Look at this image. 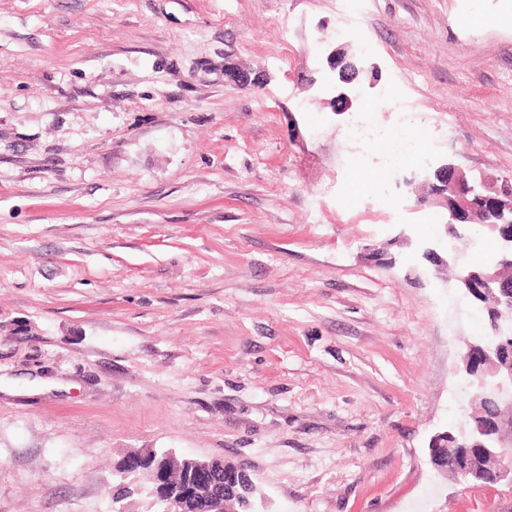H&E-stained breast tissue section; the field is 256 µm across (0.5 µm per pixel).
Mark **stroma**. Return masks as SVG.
Instances as JSON below:
<instances>
[{"instance_id": "35a3bbf8", "label": "stroma", "mask_w": 512, "mask_h": 512, "mask_svg": "<svg viewBox=\"0 0 512 512\" xmlns=\"http://www.w3.org/2000/svg\"><path fill=\"white\" fill-rule=\"evenodd\" d=\"M352 6L340 35L341 0H0V512H112L138 448L232 462L268 512H512L428 462L483 307L418 270L448 214L411 169L366 206L382 147L351 165L326 63L360 49L379 123L510 185L512 0Z\"/></svg>"}]
</instances>
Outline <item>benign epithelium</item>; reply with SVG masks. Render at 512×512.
<instances>
[{
	"label": "benign epithelium",
	"mask_w": 512,
	"mask_h": 512,
	"mask_svg": "<svg viewBox=\"0 0 512 512\" xmlns=\"http://www.w3.org/2000/svg\"><path fill=\"white\" fill-rule=\"evenodd\" d=\"M330 68L337 73L339 90L329 105L332 112L343 115L353 110L359 97L352 81L343 77L345 64H356L364 69L365 59L359 51L343 48L332 50L326 57ZM413 179L427 189L439 204L448 211L444 234L454 240L468 237L471 225L484 224L483 217L496 214L501 222L489 228L498 233L501 251L494 267L479 269L475 266L459 271L457 280L465 293L473 298H489L494 302L491 339L468 346L465 373L473 377L471 387L476 405L491 402L495 414L487 420H475L464 433L455 435L446 430L435 434L428 446L429 462L442 472L447 469L442 449L477 448L481 468H474L472 458L466 454L455 462V478L461 484L478 479L490 482L507 480L512 483V282L504 280L500 272L512 267V186L500 188L477 186L454 164H427L414 173ZM456 247L437 240L422 245V257L437 266L449 263ZM176 459L175 451L159 453L154 449L132 452L127 470H115L121 487H130L145 474L151 482L148 495L159 512H187L194 505H201L206 512H239L238 496L234 490L239 468L222 460L189 459L190 484L182 490L171 489L166 480L165 465Z\"/></svg>",
	"instance_id": "obj_1"
}]
</instances>
